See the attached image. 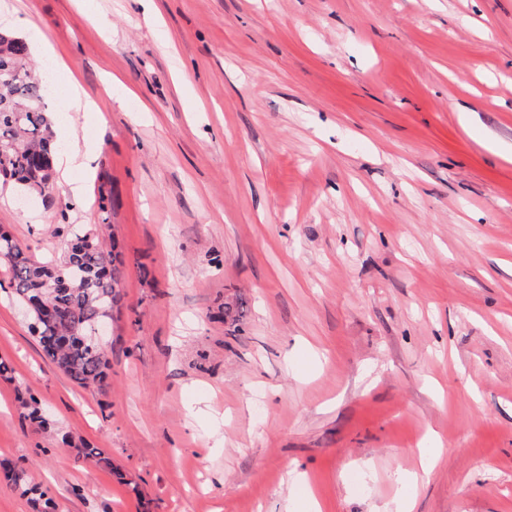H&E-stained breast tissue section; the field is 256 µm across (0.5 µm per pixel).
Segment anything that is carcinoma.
Listing matches in <instances>:
<instances>
[{
  "mask_svg": "<svg viewBox=\"0 0 512 512\" xmlns=\"http://www.w3.org/2000/svg\"><path fill=\"white\" fill-rule=\"evenodd\" d=\"M50 94V76L34 72L28 43L0 31V181L44 198L55 188ZM68 228L67 251L59 263L33 259L21 242L0 231V266L16 301L32 316L50 362L78 386L103 390L109 386L110 361L96 328L119 306L124 262L117 242L108 248L91 230ZM78 458L92 466L109 464L102 451L88 445L79 449ZM0 468L37 512H51L52 500L26 471L2 461Z\"/></svg>",
  "mask_w": 512,
  "mask_h": 512,
  "instance_id": "carcinoma-1",
  "label": "carcinoma"
}]
</instances>
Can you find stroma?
<instances>
[{
    "mask_svg": "<svg viewBox=\"0 0 512 512\" xmlns=\"http://www.w3.org/2000/svg\"><path fill=\"white\" fill-rule=\"evenodd\" d=\"M19 12L99 151L84 203L0 190V227L57 262L97 226L125 270L103 393L0 270V461L56 512H396L439 445L412 512H512V0H0L28 41ZM34 46L41 53L43 59L55 63V70L66 87V95L62 102L63 112H81L90 108L99 110V105L84 93L65 62L55 51L48 37L39 30H37Z\"/></svg>",
    "mask_w": 512,
    "mask_h": 512,
    "instance_id": "35a3bbf8",
    "label": "stroma"
}]
</instances>
